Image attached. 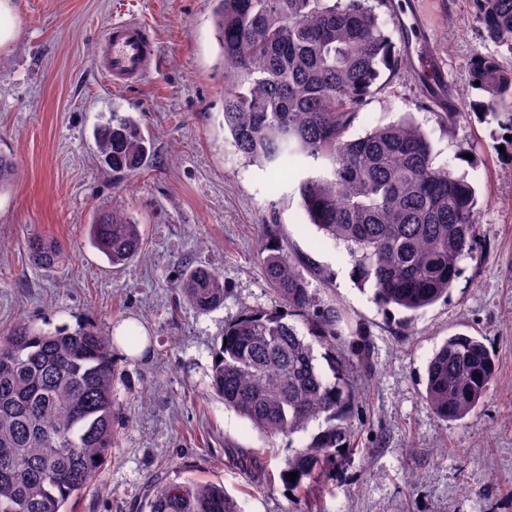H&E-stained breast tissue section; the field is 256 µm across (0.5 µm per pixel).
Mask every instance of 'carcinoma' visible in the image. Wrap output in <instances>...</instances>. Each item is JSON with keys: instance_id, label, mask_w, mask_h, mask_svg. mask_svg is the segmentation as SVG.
<instances>
[{"instance_id": "1", "label": "carcinoma", "mask_w": 512, "mask_h": 512, "mask_svg": "<svg viewBox=\"0 0 512 512\" xmlns=\"http://www.w3.org/2000/svg\"><path fill=\"white\" fill-rule=\"evenodd\" d=\"M214 2L225 139L252 165H312L299 183L309 221L346 246L357 280L374 288L380 307L417 312L447 296L475 240L476 189L433 165L432 143L410 112L346 139L381 90V67L403 63L372 0ZM472 4L480 37L512 51V0ZM469 71L480 98H450L440 118L455 122L476 113L512 127V71L483 55ZM96 144L113 172L129 176L149 151L138 123L115 112ZM14 176L12 158L0 154V192ZM265 228V280L287 311L250 313L225 328L212 353L211 388L270 436L302 432L322 417L332 422L280 473L305 493L345 459L355 400L350 362L331 361L327 376L313 342L330 352L351 323L319 297L324 277ZM87 236L114 267L144 247L139 222L120 210L99 212ZM28 248L44 269L64 255L60 242L41 235ZM175 288L199 312L224 303V279L204 265L183 267ZM112 346L113 338L94 327L51 334L19 324L0 336V512H68L69 502L93 485L113 441ZM494 375L495 358L481 340L452 335L428 362L424 399L444 421H462ZM290 472L297 473L293 483ZM145 509L242 512L224 487L194 478L155 482Z\"/></svg>"}]
</instances>
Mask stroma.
<instances>
[{"instance_id": "stroma-1", "label": "stroma", "mask_w": 512, "mask_h": 512, "mask_svg": "<svg viewBox=\"0 0 512 512\" xmlns=\"http://www.w3.org/2000/svg\"><path fill=\"white\" fill-rule=\"evenodd\" d=\"M405 14L377 12L393 42L414 28L407 64L382 71L383 90L352 127L357 137L397 120L418 96L415 72L430 66L446 91L477 98L469 62L482 53L512 70V52L483 41L471 0H406ZM0 25V153L18 181L0 194V335L15 325L111 332L126 319L144 324L152 353L113 357L110 457L75 512H138L153 479L187 477L224 486L243 512H307L278 475L307 432L267 436L210 392L212 351L224 329L250 311H281L266 283L258 243L273 225L294 254L329 280L323 299L339 304L368 344L350 373L356 390L350 460L329 481L320 512H512V130L492 119L440 122L414 113L435 165L477 190L471 253L447 297L417 313L382 309L360 287L343 244L309 224L299 181L248 164L224 139V66L213 0H10ZM139 19L156 56L141 84L108 88L95 66L100 32ZM133 115L150 143L136 176L120 180L97 156L95 131L113 114ZM140 222L144 249L115 268L89 245L102 210ZM60 241L67 256L45 270L28 250L31 235ZM218 270L224 304L207 313L176 305L182 265ZM483 338L496 375L479 408L446 422L426 404L424 379L448 336ZM263 471H244L241 454Z\"/></svg>"}]
</instances>
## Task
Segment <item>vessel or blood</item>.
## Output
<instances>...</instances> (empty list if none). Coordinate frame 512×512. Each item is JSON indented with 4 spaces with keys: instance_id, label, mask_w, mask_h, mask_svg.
Here are the masks:
<instances>
[{
    "instance_id": "obj_1",
    "label": "vessel or blood",
    "mask_w": 512,
    "mask_h": 512,
    "mask_svg": "<svg viewBox=\"0 0 512 512\" xmlns=\"http://www.w3.org/2000/svg\"><path fill=\"white\" fill-rule=\"evenodd\" d=\"M99 41L103 58L98 70L108 86H128L147 76L155 55V44L141 23L120 21L109 24Z\"/></svg>"
}]
</instances>
